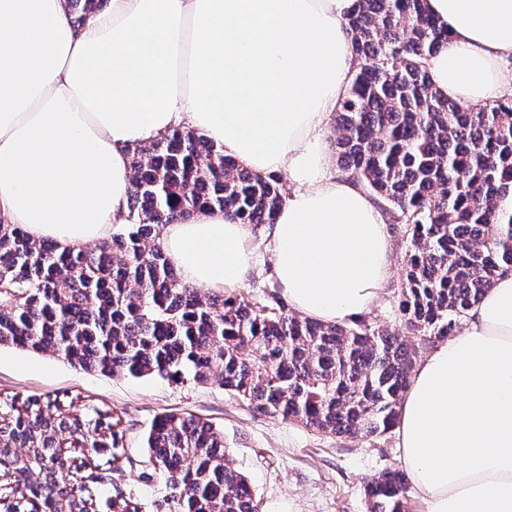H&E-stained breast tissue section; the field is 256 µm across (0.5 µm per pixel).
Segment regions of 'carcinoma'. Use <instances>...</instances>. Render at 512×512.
Returning <instances> with one entry per match:
<instances>
[{"instance_id":"1","label":"carcinoma","mask_w":512,"mask_h":512,"mask_svg":"<svg viewBox=\"0 0 512 512\" xmlns=\"http://www.w3.org/2000/svg\"><path fill=\"white\" fill-rule=\"evenodd\" d=\"M107 0H69L81 27ZM358 65L333 126L341 169L381 203L409 243L399 314L406 336L447 338L501 275L512 272V96L480 107L440 96L428 62L448 29L425 0H356L346 18ZM129 223L93 248L60 249L0 223V346L105 376H157L224 388L258 413L336 437L396 425L419 344L368 316L326 325L237 291L184 282L160 227L219 209L273 223L282 178L242 166L204 135L175 127L127 149ZM17 395L0 401V446L23 440L0 484L4 512H102L125 452L120 421L94 404ZM110 448L100 463L87 449ZM149 460L177 512H259L244 475L209 423L153 420ZM409 480L384 470L369 512H406Z\"/></svg>"}]
</instances>
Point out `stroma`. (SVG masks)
Here are the masks:
<instances>
[{
  "instance_id": "1",
  "label": "stroma",
  "mask_w": 512,
  "mask_h": 512,
  "mask_svg": "<svg viewBox=\"0 0 512 512\" xmlns=\"http://www.w3.org/2000/svg\"><path fill=\"white\" fill-rule=\"evenodd\" d=\"M391 276L369 315L389 331L402 330L398 295L407 243L392 232ZM77 396L110 408L122 421L127 454L106 495L121 493L139 512H175L153 475L143 437L164 413L191 414L224 435L230 465L245 475L261 512H367L365 488L384 469L401 466L397 435L330 436L301 423L253 411L218 385L158 377L103 376L74 369L53 356L0 348V397Z\"/></svg>"
}]
</instances>
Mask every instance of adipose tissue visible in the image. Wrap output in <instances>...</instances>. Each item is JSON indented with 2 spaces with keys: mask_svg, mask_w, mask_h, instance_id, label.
I'll use <instances>...</instances> for the list:
<instances>
[{
  "mask_svg": "<svg viewBox=\"0 0 512 512\" xmlns=\"http://www.w3.org/2000/svg\"><path fill=\"white\" fill-rule=\"evenodd\" d=\"M355 0H109L74 27L68 0H0V222L81 247L126 223L131 145L183 124L291 191L263 233L289 308L324 324L365 314L390 277L384 213L333 175L325 137L356 64ZM451 39L428 70L442 96L512 95V0H427ZM253 229L223 211L164 225L181 277L234 290ZM427 512H512V273L460 335L419 364L396 425Z\"/></svg>",
  "mask_w": 512,
  "mask_h": 512,
  "instance_id": "ef3b65f1",
  "label": "adipose tissue"
}]
</instances>
